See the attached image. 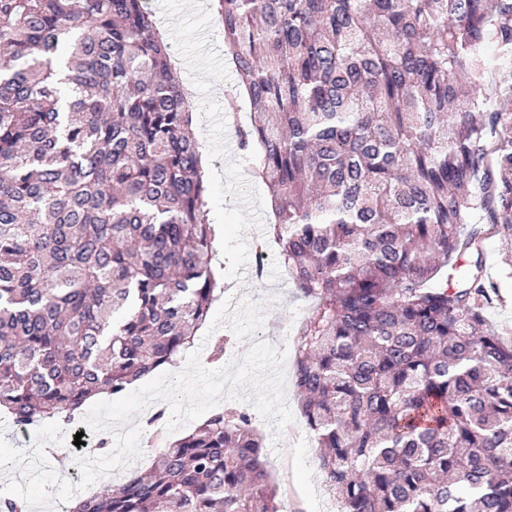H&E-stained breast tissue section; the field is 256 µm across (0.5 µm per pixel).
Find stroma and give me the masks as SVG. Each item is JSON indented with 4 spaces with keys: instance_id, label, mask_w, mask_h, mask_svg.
<instances>
[{
    "instance_id": "35a3bbf8",
    "label": "stroma",
    "mask_w": 512,
    "mask_h": 512,
    "mask_svg": "<svg viewBox=\"0 0 512 512\" xmlns=\"http://www.w3.org/2000/svg\"><path fill=\"white\" fill-rule=\"evenodd\" d=\"M151 9L163 25V38L173 49L172 64L180 73L184 87L194 101L205 104L198 113L194 132L210 145L212 176L207 181L206 209L210 222L223 225L224 239L217 242L218 259L223 264L224 294L243 297L265 304L263 327L254 337L233 341L224 361L237 360L256 341H267L284 351L282 366L285 400L293 420L282 432H274L263 419L255 424L267 443L268 469L273 481L288 500V512H340L339 503L326 492L317 472L316 444L301 414L300 402L293 384L297 329L312 304L300 297L279 261L265 268V285L257 287L245 276V268L255 257V243L265 235L272 220L265 210V185L258 180H244V172L253 170L257 155L228 152L225 130L229 126L225 102L212 94L217 85L229 86L239 104L247 98L240 86L235 64L224 49V31L220 17L209 10L186 12L184 0H150ZM207 33L212 53L201 55L197 48L198 33ZM247 183L252 190L249 207H242L236 198L235 186Z\"/></svg>"
}]
</instances>
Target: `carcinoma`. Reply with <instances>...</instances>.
Returning <instances> with one entry per match:
<instances>
[{"label":"carcinoma","mask_w":512,"mask_h":512,"mask_svg":"<svg viewBox=\"0 0 512 512\" xmlns=\"http://www.w3.org/2000/svg\"><path fill=\"white\" fill-rule=\"evenodd\" d=\"M237 132L297 294L294 382L341 512H512V0H216ZM493 39L496 53L487 51ZM146 0H0V413L73 422L193 343L212 272L195 105ZM477 223L467 234L466 224ZM252 416L66 512H288ZM505 249H512V243L501 240L498 237L490 238L485 243V252L489 271L494 278L501 279V300L496 301L487 311L488 319L500 331L510 333L512 336V279L500 277L497 264L499 255Z\"/></svg>","instance_id":"carcinoma-1"}]
</instances>
